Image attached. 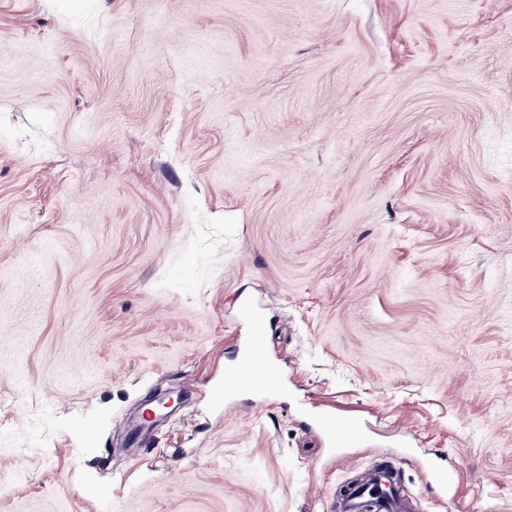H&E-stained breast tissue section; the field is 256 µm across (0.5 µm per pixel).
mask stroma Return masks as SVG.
I'll return each instance as SVG.
<instances>
[{"mask_svg":"<svg viewBox=\"0 0 512 512\" xmlns=\"http://www.w3.org/2000/svg\"><path fill=\"white\" fill-rule=\"evenodd\" d=\"M0 405V512H512V0H0ZM239 309L253 323V332L242 345V354L237 365L224 373L222 385L211 389L210 400L222 404L225 397L233 391H250L260 394L278 393L283 386L280 369L267 354V334L256 310L239 302ZM316 422L332 448H350L364 436L357 416L338 415L335 410L324 409L317 414ZM327 512H413L409 495L394 460L376 459L361 478L345 480ZM463 460H459L457 465L448 470L446 468H433L431 470V476L434 482L445 492H452L449 499L452 500L455 497V492L457 490V482L461 472Z\"/></svg>","mask_w":512,"mask_h":512,"instance_id":"1","label":"stroma"}]
</instances>
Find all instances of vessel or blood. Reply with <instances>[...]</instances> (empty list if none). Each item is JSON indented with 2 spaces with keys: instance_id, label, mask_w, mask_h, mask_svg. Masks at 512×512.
Segmentation results:
<instances>
[{
  "instance_id": "vessel-or-blood-1",
  "label": "vessel or blood",
  "mask_w": 512,
  "mask_h": 512,
  "mask_svg": "<svg viewBox=\"0 0 512 512\" xmlns=\"http://www.w3.org/2000/svg\"><path fill=\"white\" fill-rule=\"evenodd\" d=\"M244 313L251 319L253 331L243 342L237 365L225 371L222 385L212 388L210 399L216 404L223 403L225 395L233 392L275 394L283 386L280 369L268 357L266 330L256 310L248 307ZM316 422L333 448L352 447L364 436L356 416L325 409L317 414ZM415 509L395 461L379 458L363 477L343 482L327 512H415Z\"/></svg>"
}]
</instances>
